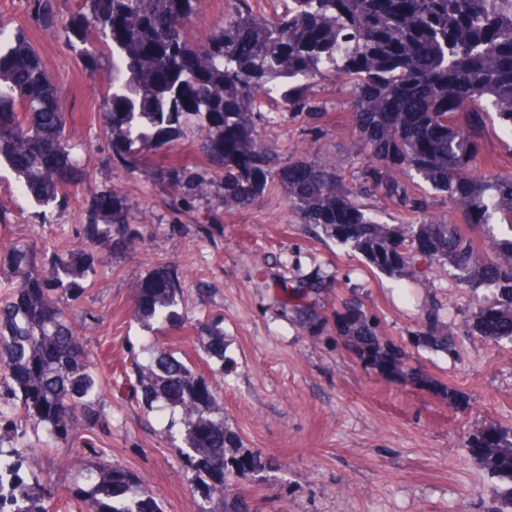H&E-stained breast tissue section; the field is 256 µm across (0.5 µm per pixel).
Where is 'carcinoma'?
<instances>
[{"instance_id":"cac0c4a2","label":"carcinoma","mask_w":512,"mask_h":512,"mask_svg":"<svg viewBox=\"0 0 512 512\" xmlns=\"http://www.w3.org/2000/svg\"><path fill=\"white\" fill-rule=\"evenodd\" d=\"M32 24L60 30L89 76L112 69L104 96V133L112 160L135 166L141 153L170 141L175 126L195 120L198 149L219 183L192 182L186 169L163 168L172 184H190L192 197L215 188L224 205L258 202L268 184L283 190L292 214L327 238L398 279L448 268L453 280L484 295L471 323L445 316L431 301L414 332V347L457 354L459 332L512 347V174L483 153L473 125L484 117L512 131V0H285L272 17L235 0L224 27L205 43L187 41L184 29L195 0H27ZM351 85V149L364 154L359 173L346 179L332 163H285L275 141L259 131L261 104L282 112L306 109L305 91L316 82ZM0 162L20 178L24 194L43 208L67 202L76 160L71 153L63 93L23 31L0 27ZM417 177L464 211L450 225L428 213L426 198L410 195ZM392 202L415 217L382 224L372 215ZM137 216L116 194H103L88 214L92 238L131 250L141 242ZM106 257L83 243L55 250L43 269H27L29 254L12 250L0 277L19 276L0 301V512H49L51 494L35 475H22L24 425L43 428L67 443L99 420L100 386L89 354L57 298ZM186 287L161 265L137 282L134 315L143 325L177 329ZM221 321L210 319L201 349L229 372ZM380 324L357 300L336 311V333L360 359L380 371L402 369L424 387L431 377L406 368L410 353L380 341ZM133 355L137 385L147 408L180 412L186 468L203 504L200 512H252L232 486L262 467L261 457L239 452L224 423V407L198 365L151 342ZM465 448L507 482L494 512H512V427L476 428ZM75 493L88 512H163L135 474L98 462Z\"/></svg>"}]
</instances>
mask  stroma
<instances>
[{"label":"stroma","instance_id":"1","mask_svg":"<svg viewBox=\"0 0 512 512\" xmlns=\"http://www.w3.org/2000/svg\"><path fill=\"white\" fill-rule=\"evenodd\" d=\"M26 4L0 0V23L26 34L62 88L79 169L65 206L40 208L19 191L15 174L0 167V211L7 219L0 252L24 249L37 261L45 250L85 241L88 212L104 193H116L132 213L149 217L136 249L115 251L78 290L58 296L98 357L101 417L50 449L36 432L27 433L24 468L50 486V512H80L73 484L97 458L141 476L163 512H199L200 497L167 432L169 411L145 412L132 391L131 351L148 338L131 316L133 287L166 264L188 284L179 308L187 321L224 318L231 371L212 382L243 451L269 463L236 487L258 512H490L504 483L468 453L463 438L476 427L512 426V348L465 335L458 359L417 351L410 364L434 379L427 389L387 378L336 334V311L354 297L378 318L382 341L406 346L430 297L465 318L479 305L472 292L440 268L416 281L379 273L360 254L301 223L278 187L252 205L227 206L210 195L192 212L175 213L182 190L160 180L158 169L178 163L197 178L212 177L196 147V124L184 122L162 149L142 155L137 171L114 164L99 109L109 69L88 75L62 37L29 22ZM228 8L227 0H197L187 39L205 42ZM306 95L304 112L262 105L264 130L285 161L332 162L344 175L356 173L362 159L350 149L346 90L325 82ZM317 278L327 286L306 302L326 327L311 331L280 299Z\"/></svg>","mask_w":512,"mask_h":512}]
</instances>
